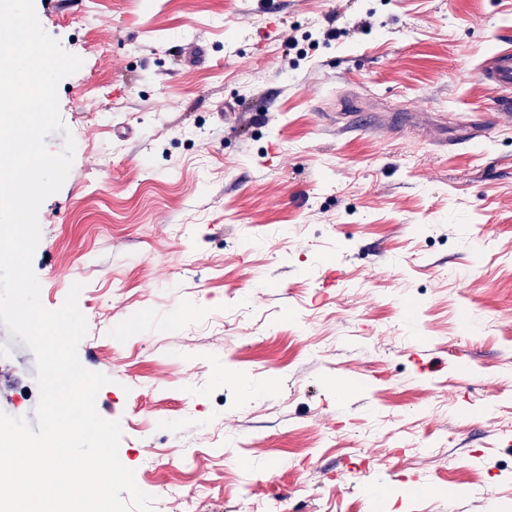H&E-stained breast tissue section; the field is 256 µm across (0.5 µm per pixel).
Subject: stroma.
Listing matches in <instances>:
<instances>
[{
	"label": "stroma",
	"mask_w": 512,
	"mask_h": 512,
	"mask_svg": "<svg viewBox=\"0 0 512 512\" xmlns=\"http://www.w3.org/2000/svg\"><path fill=\"white\" fill-rule=\"evenodd\" d=\"M35 8L83 64L32 266L48 309L83 286L154 512L187 469L198 512H512V128L478 77L512 0ZM1 347L0 411L33 416L35 356Z\"/></svg>",
	"instance_id": "stroma-1"
}]
</instances>
